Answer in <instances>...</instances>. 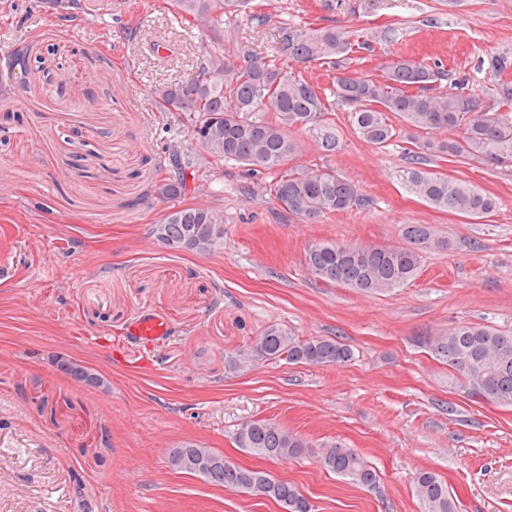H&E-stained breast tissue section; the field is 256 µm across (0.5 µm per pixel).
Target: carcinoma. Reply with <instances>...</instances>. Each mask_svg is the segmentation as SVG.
Returning <instances> with one entry per match:
<instances>
[{"mask_svg": "<svg viewBox=\"0 0 512 512\" xmlns=\"http://www.w3.org/2000/svg\"><path fill=\"white\" fill-rule=\"evenodd\" d=\"M263 2L170 0L184 29L205 34L209 51L196 58L187 77L158 82L151 88L160 111L182 112L189 121L188 146L172 145L178 175L155 185L159 197L187 195L191 192L188 178L196 179L203 170L232 160L273 174L262 190L303 221L362 206L364 198L357 185L332 169H285L300 152V142L291 135L294 129L307 132L326 155L340 150L339 131L328 118L340 101L351 108L355 131L378 147L396 136L388 120L390 113L413 128L455 132L453 138L415 143L409 151V166L401 171V183L437 211L471 219L493 215L497 209L493 195L426 165L431 160L479 158L512 166L511 81L500 84L491 104L457 86L434 94L431 84L443 79L444 72L425 60L397 54L380 66V79L329 75L332 90L327 95L319 84L294 71L293 65L316 63L334 70L336 60L364 49L365 43L352 39V33L342 26L298 28L284 23L278 27L271 53L242 44L226 46L239 20L245 18L257 27L269 22ZM153 234L173 254H210L224 246V211L200 205L175 209L154 225ZM403 238L399 246L322 241L309 247L306 265L323 281L357 293H390L418 277L429 250L448 246L429 224L408 225ZM425 345L436 360L465 378L471 393L512 407V329L462 324L425 339ZM282 357L292 363L338 365L351 361L353 352L334 338L301 339L287 327L271 324L248 348L226 356L224 370L237 373ZM60 369L89 386H104L101 377L74 361H61ZM235 442L249 454L276 460L297 458L307 447L303 438L268 419L252 420L238 428ZM318 458L324 469L356 485L369 488L376 484L375 469L351 448L324 445ZM170 465L214 485L272 498L283 512H312L295 485L264 470L242 468L194 443L173 449ZM414 487L422 512H457L455 499L436 473L418 470Z\"/></svg>", "mask_w": 512, "mask_h": 512, "instance_id": "obj_1", "label": "carcinoma"}]
</instances>
